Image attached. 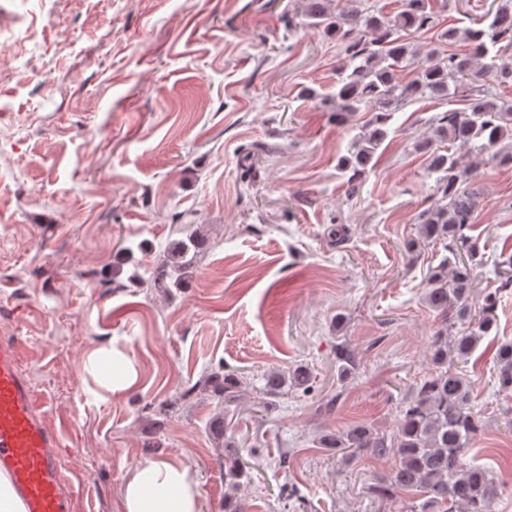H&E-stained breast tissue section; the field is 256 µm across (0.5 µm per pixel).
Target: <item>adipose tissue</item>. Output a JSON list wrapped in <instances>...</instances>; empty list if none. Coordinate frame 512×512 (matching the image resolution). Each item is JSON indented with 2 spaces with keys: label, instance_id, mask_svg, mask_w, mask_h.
<instances>
[{
  "label": "adipose tissue",
  "instance_id": "obj_1",
  "mask_svg": "<svg viewBox=\"0 0 512 512\" xmlns=\"http://www.w3.org/2000/svg\"><path fill=\"white\" fill-rule=\"evenodd\" d=\"M122 354L108 348L88 358L102 390L112 392L130 388L132 372L123 370ZM120 375H113L114 366ZM124 512H201L197 482L189 468L170 459L150 460L142 464L127 481L123 492Z\"/></svg>",
  "mask_w": 512,
  "mask_h": 512
}]
</instances>
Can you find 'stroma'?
Returning <instances> with one entry per match:
<instances>
[{"instance_id":"1","label":"stroma","mask_w":512,"mask_h":512,"mask_svg":"<svg viewBox=\"0 0 512 512\" xmlns=\"http://www.w3.org/2000/svg\"><path fill=\"white\" fill-rule=\"evenodd\" d=\"M299 4L0 0V338L16 342L62 430L72 512H123L125 484L159 458L190 468L201 512H225L210 422H237L266 372L298 365L310 389H286L238 451L250 468L242 512H377L368 488L395 457L318 440L357 422L392 433L413 380L432 370L440 320L423 293L444 251L429 243L413 259L404 242L435 193L415 141L449 104L396 112L348 198L336 165L353 134L327 100L340 48L303 25ZM305 86L316 99L300 98ZM477 189L474 272L493 289L512 254V167L488 161ZM178 215L208 238L196 267L167 293L129 282L180 239ZM336 223L340 243L327 236ZM495 340L467 366L482 420L468 457L510 486L512 392L493 377ZM341 343L360 361L343 382ZM107 346L137 381L95 402L87 357ZM218 361L248 382L226 409L196 387Z\"/></svg>"}]
</instances>
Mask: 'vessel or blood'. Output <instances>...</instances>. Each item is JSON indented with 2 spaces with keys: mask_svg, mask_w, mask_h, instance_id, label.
Wrapping results in <instances>:
<instances>
[{
  "mask_svg": "<svg viewBox=\"0 0 512 512\" xmlns=\"http://www.w3.org/2000/svg\"><path fill=\"white\" fill-rule=\"evenodd\" d=\"M60 446L21 372L16 344L0 341V473L10 478L24 512H68L76 492L60 475Z\"/></svg>",
  "mask_w": 512,
  "mask_h": 512,
  "instance_id": "b4317fda",
  "label": "vessel or blood"
}]
</instances>
